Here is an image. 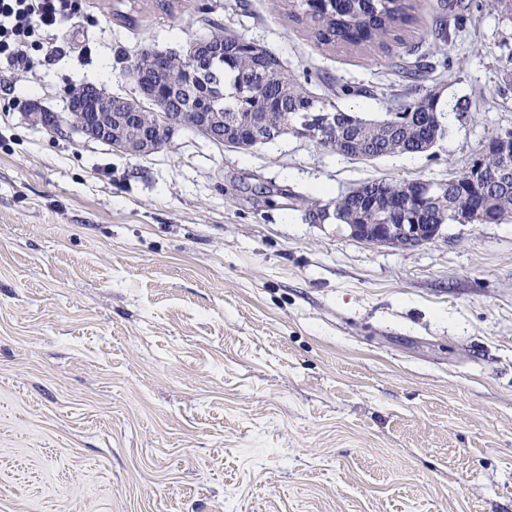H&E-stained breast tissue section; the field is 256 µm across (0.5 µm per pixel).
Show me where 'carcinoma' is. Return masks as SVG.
Wrapping results in <instances>:
<instances>
[{
	"instance_id": "cac0c4a2",
	"label": "carcinoma",
	"mask_w": 512,
	"mask_h": 512,
	"mask_svg": "<svg viewBox=\"0 0 512 512\" xmlns=\"http://www.w3.org/2000/svg\"><path fill=\"white\" fill-rule=\"evenodd\" d=\"M291 16L295 19L309 16L316 22L315 38L319 45L336 47L348 45L362 48L384 44V39L407 24L411 16L407 0H349L336 9L322 11L311 0H289ZM209 33L217 40L224 41V52L211 59H203L195 64L197 77L192 86L180 91L173 99L165 97L156 106L142 103L139 112L156 110H177L187 97H196L198 104L209 112L224 114V120L246 121L251 112H275V117L290 122L310 113L326 112L336 117V138H326L316 134L314 141L331 152L343 157H355L342 141L352 135L345 128L349 113L340 109L329 97L319 96L291 75L271 52H265V66H255L245 50V37L230 33L224 27L209 20ZM396 112H433L438 120L445 119L447 105L440 102L434 90L421 85L391 95L390 106L385 118H393ZM395 141L402 144L407 153H416L428 141L427 127L397 125L393 127ZM360 156L374 159L385 155L384 146L372 133H367L362 142ZM400 181L369 182L363 185L364 195L383 197L399 193ZM448 208L460 204L462 193H470L467 202L476 206L487 205L486 215L495 223L512 220V190L490 187L478 192L469 190L470 180L462 170L448 179ZM361 199L354 196H340L336 200L322 204L310 201V207L329 209L343 220L353 219L360 207ZM411 206L423 214L429 224H444L452 220L450 213L441 205L419 198L411 201Z\"/></svg>"
}]
</instances>
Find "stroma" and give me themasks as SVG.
<instances>
[{
    "label": "stroma",
    "instance_id": "35a3bbf8",
    "mask_svg": "<svg viewBox=\"0 0 512 512\" xmlns=\"http://www.w3.org/2000/svg\"><path fill=\"white\" fill-rule=\"evenodd\" d=\"M80 3L26 67L0 58V512H512V222L393 248L304 210L447 181L512 129V22L411 0L385 47L329 48L285 0ZM209 18L315 93L351 86L344 110L411 84L473 108L370 161L187 129L130 157L27 120L81 83L129 95L141 50ZM405 183V181H379V182H369L366 183L360 187L364 188V195L368 197H383L385 195H395L399 193L400 186ZM412 186L414 189V186H416L417 191L421 192L423 194L427 195H435L436 197H440L442 195V192L445 190V187L443 185L437 184H431L424 180L419 181H407L405 185L403 186L401 191H404L409 196H411V191L409 187Z\"/></svg>",
    "mask_w": 512,
    "mask_h": 512
}]
</instances>
